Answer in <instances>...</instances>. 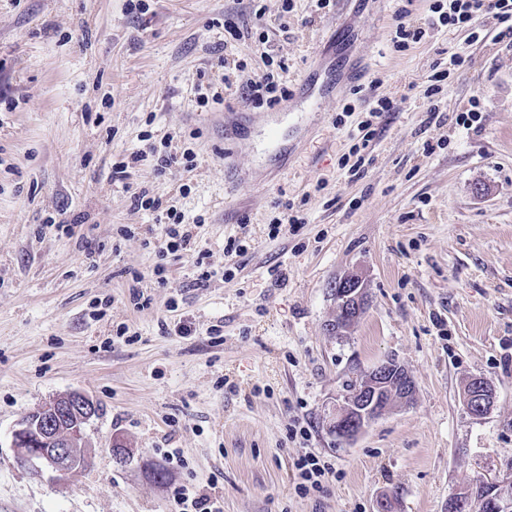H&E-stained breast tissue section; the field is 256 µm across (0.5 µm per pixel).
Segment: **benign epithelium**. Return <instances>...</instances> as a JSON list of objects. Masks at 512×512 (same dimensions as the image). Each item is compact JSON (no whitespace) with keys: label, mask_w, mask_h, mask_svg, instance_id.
Segmentation results:
<instances>
[{"label":"benign epithelium","mask_w":512,"mask_h":512,"mask_svg":"<svg viewBox=\"0 0 512 512\" xmlns=\"http://www.w3.org/2000/svg\"><path fill=\"white\" fill-rule=\"evenodd\" d=\"M336 313L350 308L361 311L368 304L364 280L357 273L338 279ZM416 395V384L408 371L394 360H386L360 375L355 389L336 396L330 429L337 438L350 442L396 404L407 405ZM494 399L491 384L483 377L470 380L463 400L467 411L482 417ZM96 405L86 395L74 392L52 400L26 416L13 432L16 458L23 465L40 462L56 472L68 473L78 463L88 462L82 448L83 428L95 415ZM512 512V500L502 498L489 484L478 499L471 489L459 491L451 504L453 512Z\"/></svg>","instance_id":"obj_1"}]
</instances>
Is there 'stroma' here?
<instances>
[{
  "label": "stroma",
  "mask_w": 512,
  "mask_h": 512,
  "mask_svg": "<svg viewBox=\"0 0 512 512\" xmlns=\"http://www.w3.org/2000/svg\"><path fill=\"white\" fill-rule=\"evenodd\" d=\"M144 4L0 0V512H171L182 485L222 496L224 512H377L384 498L392 512H448L479 478L512 496V47L460 27L394 51L402 0L326 13L313 0ZM228 17L266 25L288 81L305 77L289 106L327 87L300 133L234 95L198 106V76L220 81V58L245 62V81L265 69L252 39L225 47ZM457 47L469 62L427 124V77ZM371 80L393 110L352 180L341 163L369 108L353 89ZM475 98L482 118L466 130L456 117ZM273 127L271 146L258 132ZM146 131L193 149L195 168L144 162L113 181ZM141 189L203 217L195 242L232 279L197 284L183 251L158 284L162 228L133 207ZM288 202L304 224L269 237ZM235 237L246 251L226 255ZM348 271L368 306L337 337L329 286ZM182 320L190 335L175 332ZM390 358L413 376L414 401L339 441L337 394ZM475 376L495 391L482 418L463 403ZM75 391L99 407L87 465L63 478L21 465L19 422ZM307 451L336 473L301 496L294 462Z\"/></svg>",
  "instance_id": "35a3bbf8"
}]
</instances>
